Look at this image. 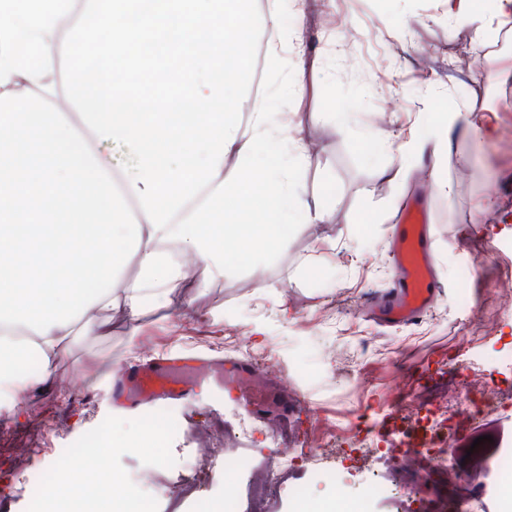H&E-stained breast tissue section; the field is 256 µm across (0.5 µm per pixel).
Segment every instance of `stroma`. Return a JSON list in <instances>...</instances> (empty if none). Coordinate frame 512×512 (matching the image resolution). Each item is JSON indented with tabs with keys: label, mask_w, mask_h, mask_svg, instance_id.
Here are the masks:
<instances>
[{
	"label": "stroma",
	"mask_w": 512,
	"mask_h": 512,
	"mask_svg": "<svg viewBox=\"0 0 512 512\" xmlns=\"http://www.w3.org/2000/svg\"><path fill=\"white\" fill-rule=\"evenodd\" d=\"M343 18L349 42L337 43L326 19ZM297 50L283 65H262L257 77L268 108L299 125L308 159L293 168L290 193L299 198L288 221V243L266 260L227 256L224 275L197 264L180 290L182 301L164 307L147 300L138 320L117 314L108 335L77 337L52 380L28 373V386L0 399V512H30L31 476L59 469L68 451L100 423H111L105 447L83 457L84 473L101 459L121 475L125 493L145 497L151 512H197L198 497L223 499L244 491L252 472L224 471L214 458L199 496L180 493L201 448H234L241 410L224 392L198 391L187 403L133 413L117 411L108 386L119 363L149 351L210 352L228 358V337L243 338L252 361L270 353L286 379L295 405L283 430L311 448L325 419L354 413L366 421L387 403L386 381L396 372L423 378V405L443 394L452 367L479 368L498 399H512V307L496 308L499 285L512 279V31L495 38L478 34L477 23L448 17L446 0H310L295 17ZM466 39L473 51L468 69L451 66L452 47ZM302 68L299 87L274 92L280 78ZM460 110L465 130L450 154L426 150L410 169L400 168L389 144L428 142L436 119ZM452 194L433 191V179ZM425 194L441 295L418 322L393 328L375 325L366 308L391 281L387 239L404 202ZM328 209L325 223L310 220ZM472 344H462L464 333ZM334 345L360 353L372 386L363 397L335 388L327 378V350ZM163 418V453L132 448L138 427ZM491 434L512 450V410H495L466 421L448 444L469 447ZM389 477L393 496L364 503L365 512H424L440 506L456 512L458 491L437 495L396 461L375 464ZM307 461L298 462L276 505L297 512L293 488L320 500L356 497L363 475L338 468L335 482L318 480Z\"/></svg>",
	"instance_id": "35a3bbf8"
}]
</instances>
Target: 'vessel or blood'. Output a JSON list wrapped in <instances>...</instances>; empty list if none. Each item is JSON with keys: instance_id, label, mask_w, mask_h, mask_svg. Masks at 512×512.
Returning a JSON list of instances; mask_svg holds the SVG:
<instances>
[{"instance_id": "vessel-or-blood-1", "label": "vessel or blood", "mask_w": 512, "mask_h": 512, "mask_svg": "<svg viewBox=\"0 0 512 512\" xmlns=\"http://www.w3.org/2000/svg\"><path fill=\"white\" fill-rule=\"evenodd\" d=\"M388 255L392 266L390 288L372 311L385 326L413 324L433 307L438 293L435 255L422 201H414L399 215ZM212 364V359L204 356L196 357L190 367L177 356L132 364L113 380L112 395L129 408L185 402L209 382ZM254 372L251 362L236 359L222 367L219 383L225 391L235 393L252 417L259 418L269 409L272 396L266 389L251 385Z\"/></svg>"}]
</instances>
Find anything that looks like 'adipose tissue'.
<instances>
[{
  "mask_svg": "<svg viewBox=\"0 0 512 512\" xmlns=\"http://www.w3.org/2000/svg\"><path fill=\"white\" fill-rule=\"evenodd\" d=\"M255 3L0 0V393L22 388L33 354L50 380L78 332L107 334L113 313L176 305L174 251L220 274L226 238L247 254L286 245L298 133L260 105L241 118L232 89L252 57L224 51L260 25L277 57L285 38Z\"/></svg>",
  "mask_w": 512,
  "mask_h": 512,
  "instance_id": "ef3b65f1",
  "label": "adipose tissue"
}]
</instances>
